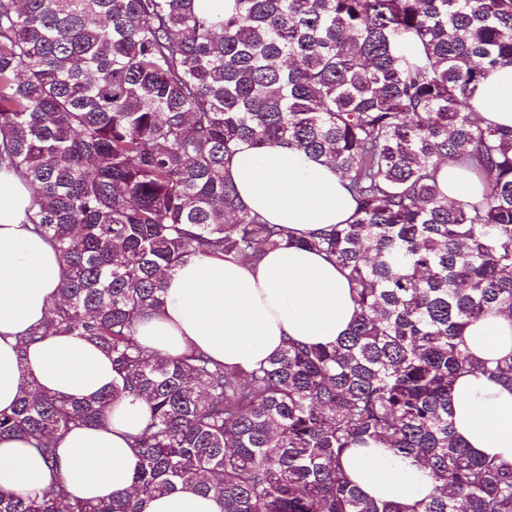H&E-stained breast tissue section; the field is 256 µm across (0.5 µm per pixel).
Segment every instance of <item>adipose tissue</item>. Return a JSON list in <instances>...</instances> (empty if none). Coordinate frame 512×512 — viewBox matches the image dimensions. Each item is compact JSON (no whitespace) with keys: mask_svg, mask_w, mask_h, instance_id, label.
I'll return each mask as SVG.
<instances>
[{"mask_svg":"<svg viewBox=\"0 0 512 512\" xmlns=\"http://www.w3.org/2000/svg\"><path fill=\"white\" fill-rule=\"evenodd\" d=\"M469 103L480 119L512 127V69L491 72ZM225 174L243 205L271 224L305 236L351 221L355 203L330 167L302 151L239 143ZM31 189L0 168V411L18 402L26 379L48 394L84 399L111 390V358L89 340L55 334L29 341L44 326L57 297L62 264L34 232L26 214ZM165 302L137 326L150 351L178 356L196 350L231 370L264 363L287 341L331 345L351 325L354 303L345 273L325 255L295 247L268 251L259 261L190 256L165 279ZM464 347L482 360L512 353V316L493 313L463 333ZM455 433L473 452L512 462V385L479 372L460 374L451 392ZM146 401H116L104 421L68 433L55 462L29 443L0 439V488L35 496L55 480L72 495L111 499L130 490L139 464L129 437L148 421ZM368 496L408 503L428 497L433 485L411 460L372 442L342 461ZM143 512H224L222 501L191 487L147 500Z\"/></svg>","mask_w":512,"mask_h":512,"instance_id":"obj_1","label":"adipose tissue"}]
</instances>
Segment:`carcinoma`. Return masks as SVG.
Returning a JSON list of instances; mask_svg holds the SVG:
<instances>
[{
    "instance_id": "carcinoma-1",
    "label": "carcinoma",
    "mask_w": 512,
    "mask_h": 512,
    "mask_svg": "<svg viewBox=\"0 0 512 512\" xmlns=\"http://www.w3.org/2000/svg\"><path fill=\"white\" fill-rule=\"evenodd\" d=\"M512 68V0H0V166L32 190L34 231L63 274L43 332L112 358V390L82 401L25 382L0 438L47 460L59 438L122 398L151 418L130 436L132 491L40 496L0 488V512H141L186 486L224 512H512V463L454 435L455 378L512 382L464 329L512 315V128L466 107ZM245 141L331 166L353 221L296 237L248 212L226 160ZM454 160L483 186L448 201ZM316 250L346 272L353 325L329 346L288 341L250 371L195 351L163 356L136 337L164 276L191 255L258 261ZM374 441L424 468L431 495L366 496L348 449Z\"/></svg>"
}]
</instances>
